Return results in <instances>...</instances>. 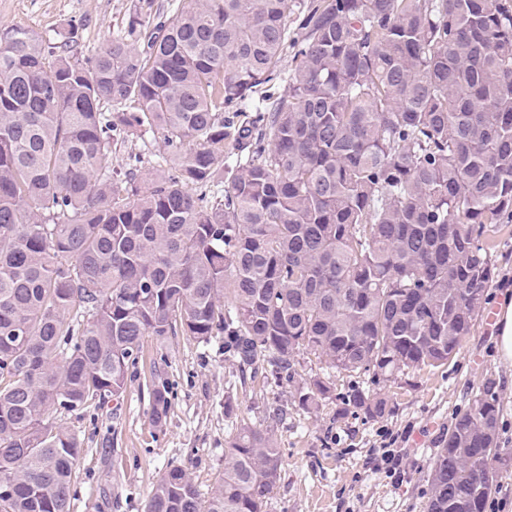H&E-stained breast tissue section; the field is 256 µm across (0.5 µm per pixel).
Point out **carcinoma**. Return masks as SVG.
I'll list each match as a JSON object with an SVG mask.
<instances>
[{
    "label": "carcinoma",
    "instance_id": "1",
    "mask_svg": "<svg viewBox=\"0 0 512 512\" xmlns=\"http://www.w3.org/2000/svg\"><path fill=\"white\" fill-rule=\"evenodd\" d=\"M188 2L92 57L0 29V512H70L84 448L62 416L120 398L149 336L214 341L242 379L306 355L390 381L452 360L486 303L512 223V0ZM132 131L160 135L150 180L137 154L117 177ZM493 387L455 415L427 512L495 490ZM168 394L151 370L156 427ZM281 461L244 421L210 492L172 465L147 512H265Z\"/></svg>",
    "mask_w": 512,
    "mask_h": 512
}]
</instances>
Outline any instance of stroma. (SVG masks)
Wrapping results in <instances>:
<instances>
[{"label":"stroma","instance_id":"obj_1","mask_svg":"<svg viewBox=\"0 0 512 512\" xmlns=\"http://www.w3.org/2000/svg\"><path fill=\"white\" fill-rule=\"evenodd\" d=\"M172 0H0V27L31 30L59 42L74 37L79 51L94 55L129 20L148 17L151 6ZM496 273L485 316L452 361L425 368L396 382L370 386L391 410L381 418L354 412L343 395L349 378H336V392L317 406L298 401L311 375L302 363L293 380L244 383L209 345L186 336L146 339L120 400L87 414L66 416L85 452L72 490L70 512H145L156 480L176 464L192 468L201 493H208L224 468V440L240 421L263 423L269 411L287 412L272 427L282 454L280 482L267 512H425L430 465L455 413L465 409L486 378L496 381L500 467L492 500L512 512V368L496 351L498 328L487 313L512 292V224L498 227ZM164 372L171 406L163 430H155L144 387L151 369ZM399 440L403 474L394 482L377 463L384 434Z\"/></svg>","mask_w":512,"mask_h":512}]
</instances>
